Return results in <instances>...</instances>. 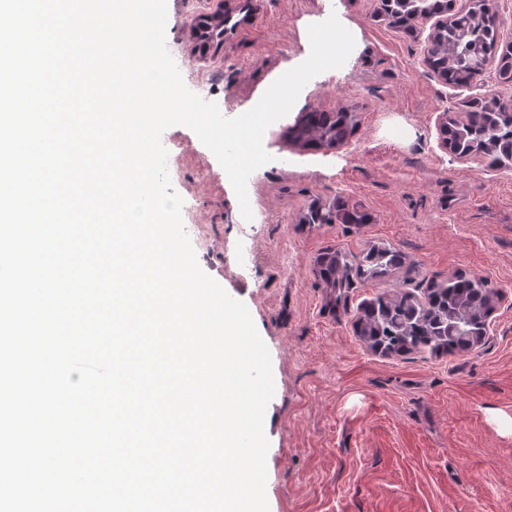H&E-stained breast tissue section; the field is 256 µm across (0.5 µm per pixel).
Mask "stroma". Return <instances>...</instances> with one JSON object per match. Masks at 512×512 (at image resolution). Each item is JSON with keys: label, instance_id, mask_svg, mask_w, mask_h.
<instances>
[{"label": "stroma", "instance_id": "1", "mask_svg": "<svg viewBox=\"0 0 512 512\" xmlns=\"http://www.w3.org/2000/svg\"><path fill=\"white\" fill-rule=\"evenodd\" d=\"M378 0H167L166 45L185 84L210 73L211 101L232 118L253 108L310 54L308 28L330 15L353 25L342 67L312 78L295 108L271 124V162L247 185L251 220L229 179L189 128L162 135L171 186L199 266L248 307L272 359L275 394L264 416L269 512H512V163L490 169L442 145L439 114L498 97L512 83L490 63L467 85L442 81L424 61V34L376 20ZM234 28L204 39L203 15ZM344 110L358 126L327 150L290 139L309 112ZM369 223L310 224L336 200ZM254 256L238 269L242 232ZM408 259L347 289L333 308L316 267L327 250L371 246ZM463 274L496 292L481 343L455 355L369 348L353 324L380 294L422 295L427 280Z\"/></svg>", "mask_w": 512, "mask_h": 512}]
</instances>
